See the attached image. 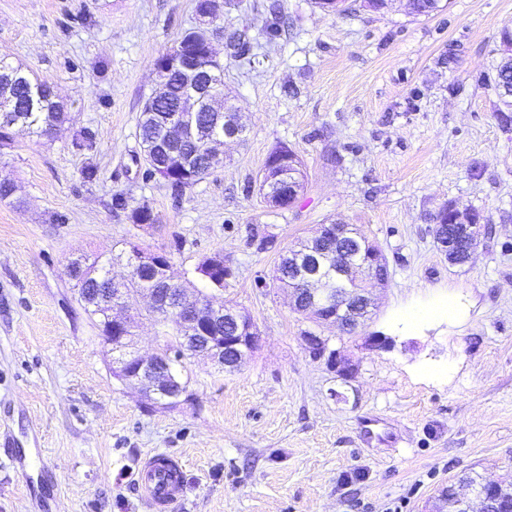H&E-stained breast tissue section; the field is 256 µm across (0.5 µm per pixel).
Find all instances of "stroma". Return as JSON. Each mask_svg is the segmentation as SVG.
<instances>
[{"mask_svg":"<svg viewBox=\"0 0 512 512\" xmlns=\"http://www.w3.org/2000/svg\"><path fill=\"white\" fill-rule=\"evenodd\" d=\"M276 5L281 35L263 27ZM195 0H0V59L49 80L70 120L52 138L17 131L0 150V512H152L142 462L178 460L184 491L166 512H428L469 472L512 479V111L495 83L512 0H408L332 14L314 0H227L250 60L223 54L224 89L246 140L175 193L144 176L138 119L152 64L195 23ZM95 132L91 155L73 135ZM296 151L306 184L288 208L258 191L269 153ZM98 169L84 181L86 163ZM148 203L133 224L113 194ZM486 224L471 262L449 266L433 237L445 205ZM356 225L389 269L353 334L323 328L353 364L342 379L309 357L273 280L281 253L316 226ZM274 244L259 249L261 237ZM137 242L178 276L219 252L220 295L257 326L234 371L186 359L188 397L153 404L112 372L67 261ZM451 305L414 325L404 313ZM389 337L371 350L366 337Z\"/></svg>","mask_w":512,"mask_h":512,"instance_id":"1","label":"stroma"}]
</instances>
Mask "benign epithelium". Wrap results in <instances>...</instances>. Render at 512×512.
Wrapping results in <instances>:
<instances>
[{
  "mask_svg": "<svg viewBox=\"0 0 512 512\" xmlns=\"http://www.w3.org/2000/svg\"><path fill=\"white\" fill-rule=\"evenodd\" d=\"M218 10L207 7L196 12L193 33H203L204 43L200 51L185 52L180 42L165 53L167 60L155 68L157 82L148 104L157 111L168 91L169 74L177 66L185 78V86L178 104V115L168 125L171 137L195 139L203 134L196 122L199 112H221L225 115L224 133L210 136V151L214 159L223 161L220 148L227 141L243 135L245 126L239 119L238 110L229 104L224 91L218 85V61L213 50V39L224 35L215 18ZM259 191L272 207L291 205L302 191L295 171L275 170L266 166L259 180ZM486 226L473 217L463 224L455 219L450 224L434 225V241L440 253L452 267L466 264L477 247ZM331 231L339 239H346L350 248L327 253L320 242L324 233ZM206 273L202 274L214 289L234 275L226 265L224 256L215 253L204 260ZM151 267L156 273L170 275L172 264L166 253L143 248L132 251L125 260L127 274L120 279L128 281L143 267ZM288 275L289 290L293 299V310L313 319L317 325L332 323L344 330H355L369 314V294L374 288L386 285L385 257L379 247L366 236L353 231L350 224H321L311 239L293 249ZM184 293L192 300L178 306L170 305V297L160 298L155 288H143L136 296V306L147 316L156 318L157 307L163 305L178 322L176 333L166 337L165 345L156 353L145 356L134 347V329L127 313L126 289L112 288L104 308V323L99 325L102 339L113 352L115 375L133 386L153 403H174L184 394L185 388L177 377L167 356L183 352L192 357L203 355L218 362L223 369L234 370L252 352L259 341V333L252 320L232 306L215 300V295L197 288H186ZM309 355L324 360L347 378L355 368L345 362L339 352L330 347V338L316 331H307L303 336ZM512 500L511 481H483L478 485L458 482L450 486L444 496L447 510L435 512H489L490 496Z\"/></svg>",
  "mask_w": 512,
  "mask_h": 512,
  "instance_id": "1",
  "label": "benign epithelium"
}]
</instances>
